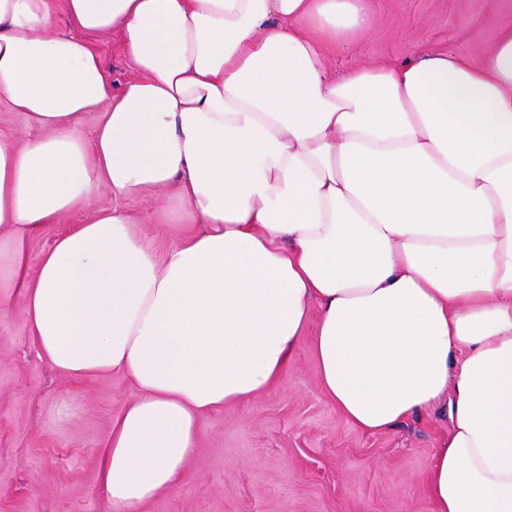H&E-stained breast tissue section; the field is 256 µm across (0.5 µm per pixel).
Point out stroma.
<instances>
[{
    "instance_id": "obj_1",
    "label": "stroma",
    "mask_w": 512,
    "mask_h": 512,
    "mask_svg": "<svg viewBox=\"0 0 512 512\" xmlns=\"http://www.w3.org/2000/svg\"><path fill=\"white\" fill-rule=\"evenodd\" d=\"M366 2L370 24L328 56L333 74L427 51L477 62L512 26V0ZM111 204L102 187L47 225L29 244L30 268ZM0 296V512H108L97 485L100 443L135 389L118 373L59 374L38 354L20 295L5 288ZM448 428L435 410L379 435L356 429L321 392L304 345L285 385L202 416L188 472L141 512H431L428 468Z\"/></svg>"
}]
</instances>
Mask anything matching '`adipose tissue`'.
Returning <instances> with one entry per match:
<instances>
[{"label":"adipose tissue","instance_id":"1","mask_svg":"<svg viewBox=\"0 0 512 512\" xmlns=\"http://www.w3.org/2000/svg\"><path fill=\"white\" fill-rule=\"evenodd\" d=\"M368 21L364 0H0V102L40 131L0 132V288L55 370L135 388L101 445L111 512L164 496L201 415L284 384L305 344L367 434L447 413L432 512H512V27L476 64L334 78L328 47ZM108 33L137 72L118 92ZM103 186L28 274L29 239ZM167 192L159 254L123 202Z\"/></svg>","mask_w":512,"mask_h":512}]
</instances>
